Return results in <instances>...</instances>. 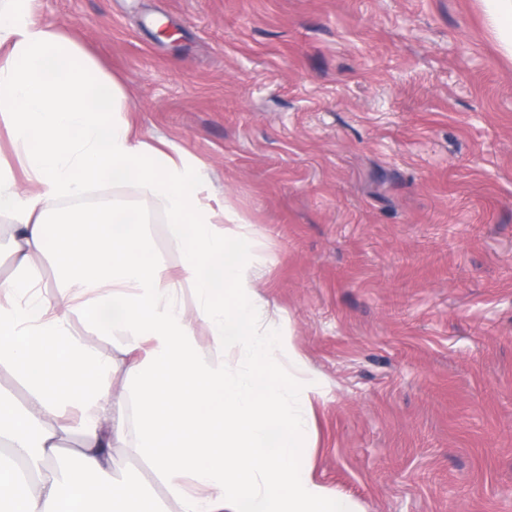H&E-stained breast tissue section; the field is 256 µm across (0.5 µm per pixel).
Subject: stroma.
<instances>
[{"label":"stroma","instance_id":"1","mask_svg":"<svg viewBox=\"0 0 512 512\" xmlns=\"http://www.w3.org/2000/svg\"><path fill=\"white\" fill-rule=\"evenodd\" d=\"M29 7L261 237L257 293L322 385L312 476L363 512H512V60L476 0ZM85 195L186 262L135 181ZM116 460L175 512L133 449Z\"/></svg>","mask_w":512,"mask_h":512}]
</instances>
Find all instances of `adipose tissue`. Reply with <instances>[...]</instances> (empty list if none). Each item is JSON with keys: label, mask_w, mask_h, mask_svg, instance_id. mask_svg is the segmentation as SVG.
Here are the masks:
<instances>
[{"label": "adipose tissue", "mask_w": 512, "mask_h": 512, "mask_svg": "<svg viewBox=\"0 0 512 512\" xmlns=\"http://www.w3.org/2000/svg\"><path fill=\"white\" fill-rule=\"evenodd\" d=\"M478 3L512 57V0ZM124 100L82 47L0 0V123L26 177L0 163V212L17 219L0 242L13 264L0 281V366L29 392L22 410L0 394V446L12 451L0 456V512H124L142 498L115 476L112 450L127 440L179 512H361L310 475L322 392L255 293L263 242L233 209L212 206L195 159L141 139ZM93 178H133L164 201L189 255L179 272L155 252L138 210L77 206ZM56 198L75 206L50 224L45 206ZM42 259L58 271L49 296ZM78 314L123 356V397L102 381L113 363L72 335Z\"/></svg>", "instance_id": "1"}]
</instances>
